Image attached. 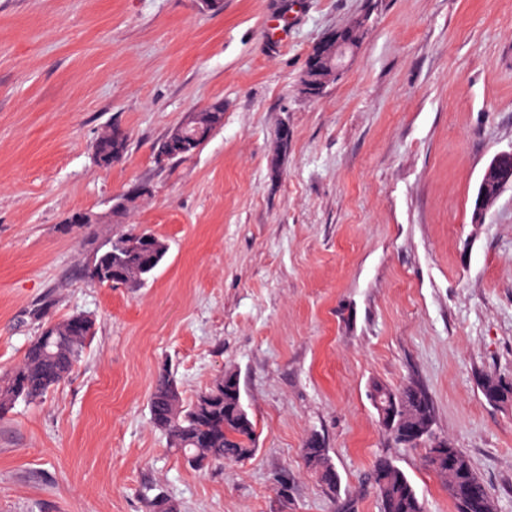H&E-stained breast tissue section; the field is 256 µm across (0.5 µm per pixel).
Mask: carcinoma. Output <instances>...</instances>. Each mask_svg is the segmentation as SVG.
I'll return each instance as SVG.
<instances>
[{"label":"carcinoma","instance_id":"obj_1","mask_svg":"<svg viewBox=\"0 0 512 512\" xmlns=\"http://www.w3.org/2000/svg\"><path fill=\"white\" fill-rule=\"evenodd\" d=\"M224 123V106L215 102L194 115L195 125L208 133ZM181 137L170 132L158 140L153 151L169 154L181 160L192 157L201 147L182 152ZM129 138L121 140L105 130L95 141L93 149L97 162L110 166L120 161L127 152ZM136 229L128 228L112 236L110 246L96 257L89 269L91 280L107 285L109 270L122 274L129 288L142 287L164 260L168 247L165 240L152 233L151 248L142 252L127 247ZM77 316L48 324L27 346L22 360L14 366L5 379H0V418H3L20 400L33 401L43 397L64 381L80 361L94 332V323L84 327L76 323ZM238 374L227 370L209 387L197 393L190 402L183 401L176 381L169 375L160 376L150 398L151 423L165 433L170 447L174 448L192 467L203 469L220 466L227 461L242 462L255 453V424L244 408L240 386L235 384ZM479 386L486 400L493 405L512 404V381L494 373H484ZM369 399L380 398L386 406L377 413L378 422L389 439L396 445H404L398 432L409 426L423 425L435 420V406L429 392L417 381L393 388L381 381L371 383ZM446 452L458 458L459 469L450 470L448 464L434 459V448L429 440L421 441L425 448V463L447 487L464 483L474 498L487 502V512H496L494 501L484 481L475 473L470 461L461 449L449 439H441ZM308 468L318 476L335 471L328 449L322 439L312 438L301 448ZM375 489L380 512H426L423 500L418 496L406 474L390 459L380 458L367 477Z\"/></svg>","mask_w":512,"mask_h":512}]
</instances>
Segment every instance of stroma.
I'll return each instance as SVG.
<instances>
[{"instance_id":"1","label":"stroma","mask_w":512,"mask_h":512,"mask_svg":"<svg viewBox=\"0 0 512 512\" xmlns=\"http://www.w3.org/2000/svg\"><path fill=\"white\" fill-rule=\"evenodd\" d=\"M355 22L347 68L307 95L312 49ZM214 101L223 126L158 163L154 144ZM113 125L130 143L103 167ZM510 149L512 0H0V375L44 324L96 322L69 378L0 419V512H146L158 493L173 512H379L381 456L426 512H455L423 449L380 428L374 380L421 383L437 435L512 512V404L478 384L512 378V189L473 216ZM131 225L168 245L153 278L92 284ZM228 369L257 449L198 470L153 428L150 391L168 374L188 401ZM313 434L336 495L301 455ZM129 135L121 140L115 139L112 129L105 130L95 141L93 149L97 162L101 166H110L120 161L127 152ZM508 187H512V150L495 154L487 165L476 196L475 218L480 219ZM503 382H506L505 385ZM479 386L486 400L493 405L512 404V380L506 381L495 373H484Z\"/></svg>"}]
</instances>
